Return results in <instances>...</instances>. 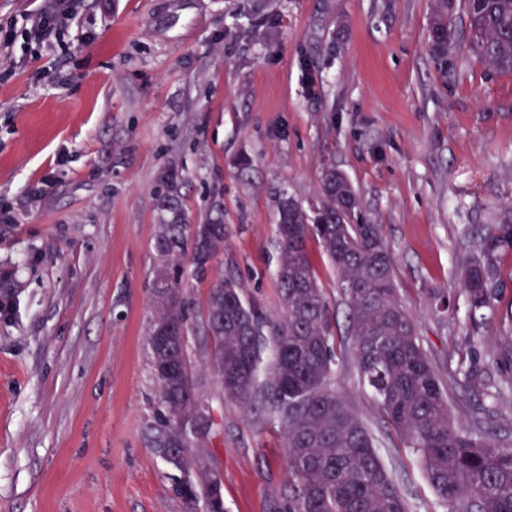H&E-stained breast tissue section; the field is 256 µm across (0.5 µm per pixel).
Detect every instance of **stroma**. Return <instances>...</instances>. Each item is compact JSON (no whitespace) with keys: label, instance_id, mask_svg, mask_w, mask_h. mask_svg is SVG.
<instances>
[{"label":"stroma","instance_id":"obj_1","mask_svg":"<svg viewBox=\"0 0 512 512\" xmlns=\"http://www.w3.org/2000/svg\"><path fill=\"white\" fill-rule=\"evenodd\" d=\"M433 0H82L86 41L0 49V512H183L154 451L158 383L147 336L155 188L178 176L185 223L223 210L222 270L266 319L281 318L274 234L288 196L319 203L321 173L352 183L356 224L379 225L394 279L453 419L484 417L512 444V250L494 316L432 299L458 292L477 232L512 222V74L461 49L448 75L428 48ZM248 156L249 167L238 164ZM328 291L334 387L371 431L410 512H446L378 411L353 361L338 277ZM474 361L483 389L456 372ZM221 435L198 443L223 473L226 512H278L281 431L260 404L223 399L195 364Z\"/></svg>","mask_w":512,"mask_h":512}]
</instances>
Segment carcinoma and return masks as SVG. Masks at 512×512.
I'll use <instances>...</instances> for the list:
<instances>
[{"label": "carcinoma", "instance_id": "1", "mask_svg": "<svg viewBox=\"0 0 512 512\" xmlns=\"http://www.w3.org/2000/svg\"><path fill=\"white\" fill-rule=\"evenodd\" d=\"M429 48L440 71L461 43L453 27L456 0H435ZM469 50L499 73H512V0H464ZM323 204L309 212L283 197L277 210V280L282 318L268 322L241 297L238 283L219 274L205 311L193 319L189 261L203 274L224 256V222L214 209L202 224H184L174 179L156 192L160 211L157 264L148 336L159 394L156 452L186 473L171 485L185 512H224L217 464L193 452L196 421L211 405L189 365L187 336L210 337L209 363L224 400L249 405L261 398L267 420L288 448L284 512H409L383 465L364 421L336 394L335 322L326 289L307 251L317 240L335 268L355 336L361 380L404 448L422 465L448 512H512V446L496 443L481 418L468 428L453 421L448 396L404 309L393 277V256L376 224H353L352 184L340 172L321 176ZM462 272L468 316L491 311L499 295V259L512 249V224H494ZM270 348L267 365L262 352Z\"/></svg>", "mask_w": 512, "mask_h": 512}]
</instances>
